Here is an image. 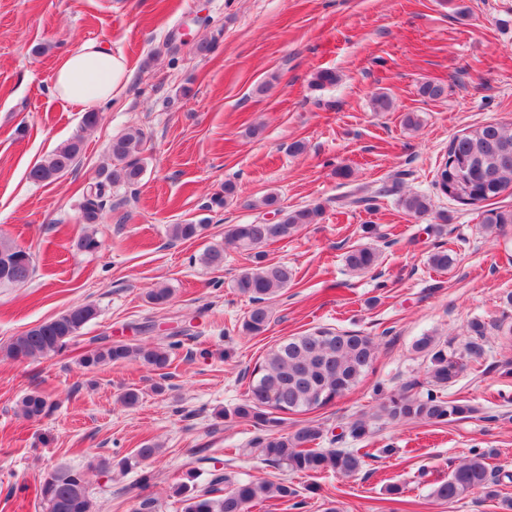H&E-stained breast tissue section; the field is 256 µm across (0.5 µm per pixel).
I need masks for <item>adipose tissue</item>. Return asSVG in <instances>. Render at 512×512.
Here are the masks:
<instances>
[{
    "mask_svg": "<svg viewBox=\"0 0 512 512\" xmlns=\"http://www.w3.org/2000/svg\"><path fill=\"white\" fill-rule=\"evenodd\" d=\"M129 79V65L97 42H84L69 53L54 77L56 95L71 104L86 106L108 101Z\"/></svg>",
    "mask_w": 512,
    "mask_h": 512,
    "instance_id": "obj_1",
    "label": "adipose tissue"
}]
</instances>
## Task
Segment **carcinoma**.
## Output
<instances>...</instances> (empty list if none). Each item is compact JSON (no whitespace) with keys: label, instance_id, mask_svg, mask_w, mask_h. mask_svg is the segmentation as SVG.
Instances as JSON below:
<instances>
[{"label":"carcinoma","instance_id":"cac0c4a2","mask_svg":"<svg viewBox=\"0 0 512 512\" xmlns=\"http://www.w3.org/2000/svg\"><path fill=\"white\" fill-rule=\"evenodd\" d=\"M143 133L128 132L112 139L109 154L111 167L102 179L90 186L84 195L80 221L87 229L78 239V247L96 252L102 242L92 226L100 223L104 201L112 185L137 184L145 167L141 156ZM82 151V140L74 138L58 147L42 162L31 168L29 177L36 182H52L76 163ZM436 185L448 198L465 205L489 201L512 190V129L499 123H487L471 132L454 137L448 145V158L439 169ZM403 209L412 216H421L431 209L430 199L418 193L401 199ZM280 219L275 224H233L225 242L254 259V267L236 280V288L249 297L252 307L242 321V331L249 336L263 334L270 323L269 302L293 280V270L283 263H268L261 248L294 236L306 224H315L322 215L318 206L288 210L278 207ZM485 229L497 232L512 224V210L492 212L484 220ZM205 224H173L171 237L190 240L200 236ZM16 258L9 270L0 268L1 284H22L34 273L32 254L25 248L0 238V261ZM381 251L371 245L350 250L346 262L356 272H369L380 264ZM212 268L224 265V247L215 245L201 257ZM456 263L454 251L440 248L429 256V264L447 271ZM98 315L96 305H75L58 316L42 322L13 337L4 347V355L16 361L47 357L68 347L80 330ZM147 346L126 341H113L95 347L83 358L86 368L104 363L140 359L157 371L172 363V349ZM414 350L427 361L429 389L424 394L412 392L414 384L382 394L377 409L361 415L347 425L348 435L364 441L372 434L371 422L385 419L391 423H450L467 419L476 408L462 400L448 399L445 390L464 370L462 358L448 351V343L431 333L418 337ZM376 354L373 337L359 331L333 332L317 329L293 336L271 349L255 370L243 401L231 414L252 423L261 431L256 445L266 461L284 466L292 473L307 476L332 470L352 476L360 471L368 453L360 448L330 449L318 447L322 429L304 424L292 431L283 428L280 414L306 412L331 404L355 387L371 368ZM52 403L38 392L26 395L20 412L27 418L46 415ZM491 449H471L470 456L454 465L448 479L433 486L431 496L443 502H455L480 492L485 497L500 499L502 512H512V499L499 498L500 478L490 469ZM200 468L191 467L176 493L184 496V512H251L269 498L293 499L296 490L286 481L242 480L229 472L213 473L200 484ZM44 512H93L88 481L84 472L58 468L47 474L40 484Z\"/></svg>","mask_w":512,"mask_h":512}]
</instances>
